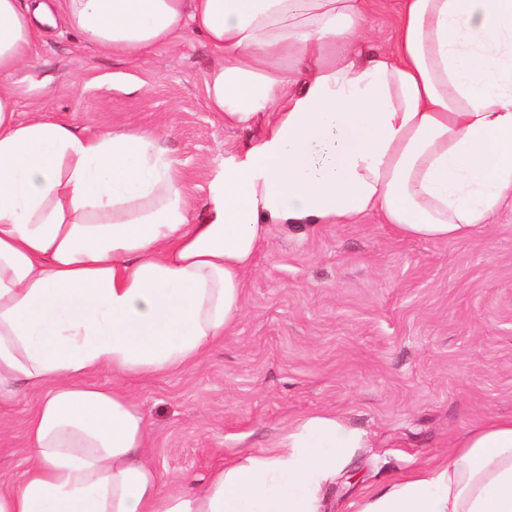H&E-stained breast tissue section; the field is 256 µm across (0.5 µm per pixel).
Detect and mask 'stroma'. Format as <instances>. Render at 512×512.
Here are the masks:
<instances>
[{"instance_id": "35a3bbf8", "label": "stroma", "mask_w": 512, "mask_h": 512, "mask_svg": "<svg viewBox=\"0 0 512 512\" xmlns=\"http://www.w3.org/2000/svg\"><path fill=\"white\" fill-rule=\"evenodd\" d=\"M398 0H366L365 44L392 45ZM203 39L138 58L85 47L65 26L14 81L20 119L46 113L80 131L147 129L203 203L224 159L252 136L209 109ZM241 315L195 365L123 380L167 479L271 449L293 419L333 410L367 445L325 491L353 512L367 490L448 454L466 430L512 416V211L458 241L405 239L373 212L348 224L272 225L244 275ZM38 392L0 402V482L27 465Z\"/></svg>"}]
</instances>
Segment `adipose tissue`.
Listing matches in <instances>:
<instances>
[{
	"mask_svg": "<svg viewBox=\"0 0 512 512\" xmlns=\"http://www.w3.org/2000/svg\"><path fill=\"white\" fill-rule=\"evenodd\" d=\"M138 57L193 33L211 111L259 135L196 206L150 131L17 117L43 33ZM361 0H0V389L41 390L0 512H323L365 438L329 410L272 449L165 480L120 385L196 364L232 328L271 225L378 212L404 238L465 240L512 207V0H403L363 49ZM354 512H512V417L362 495Z\"/></svg>",
	"mask_w": 512,
	"mask_h": 512,
	"instance_id": "adipose-tissue-1",
	"label": "adipose tissue"
}]
</instances>
